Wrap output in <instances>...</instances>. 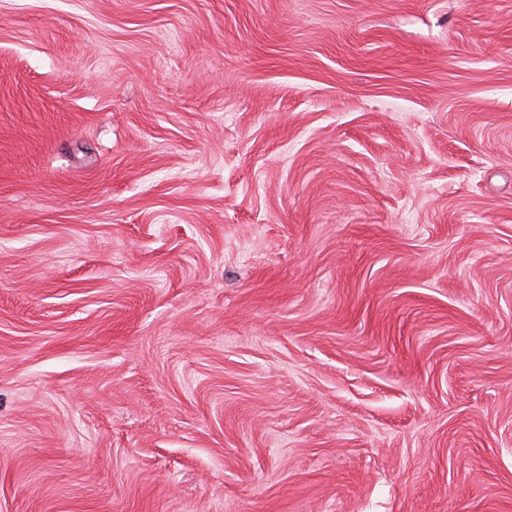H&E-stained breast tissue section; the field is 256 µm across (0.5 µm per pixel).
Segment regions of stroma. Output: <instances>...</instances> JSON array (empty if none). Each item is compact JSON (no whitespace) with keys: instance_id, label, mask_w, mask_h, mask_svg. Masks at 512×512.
Returning <instances> with one entry per match:
<instances>
[{"instance_id":"35a3bbf8","label":"stroma","mask_w":512,"mask_h":512,"mask_svg":"<svg viewBox=\"0 0 512 512\" xmlns=\"http://www.w3.org/2000/svg\"><path fill=\"white\" fill-rule=\"evenodd\" d=\"M0 512H512V0H0Z\"/></svg>"}]
</instances>
